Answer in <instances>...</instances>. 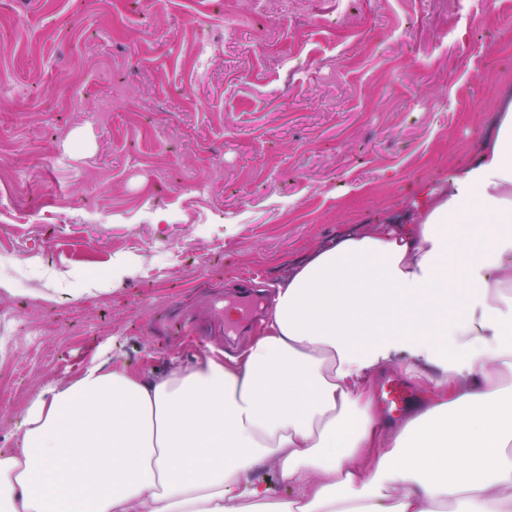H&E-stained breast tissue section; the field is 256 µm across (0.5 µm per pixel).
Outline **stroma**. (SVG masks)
<instances>
[{"label":"stroma","mask_w":512,"mask_h":512,"mask_svg":"<svg viewBox=\"0 0 512 512\" xmlns=\"http://www.w3.org/2000/svg\"><path fill=\"white\" fill-rule=\"evenodd\" d=\"M0 35L5 449L42 385L202 352L179 322L235 354L247 275L407 223L512 103V0H0Z\"/></svg>","instance_id":"35a3bbf8"}]
</instances>
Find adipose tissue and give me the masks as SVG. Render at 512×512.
<instances>
[{
  "mask_svg": "<svg viewBox=\"0 0 512 512\" xmlns=\"http://www.w3.org/2000/svg\"><path fill=\"white\" fill-rule=\"evenodd\" d=\"M391 371L431 396L395 424L374 398ZM507 373L512 106L410 223L294 265L237 356L38 388L0 451V512H512Z\"/></svg>",
  "mask_w": 512,
  "mask_h": 512,
  "instance_id": "1",
  "label": "adipose tissue"
}]
</instances>
